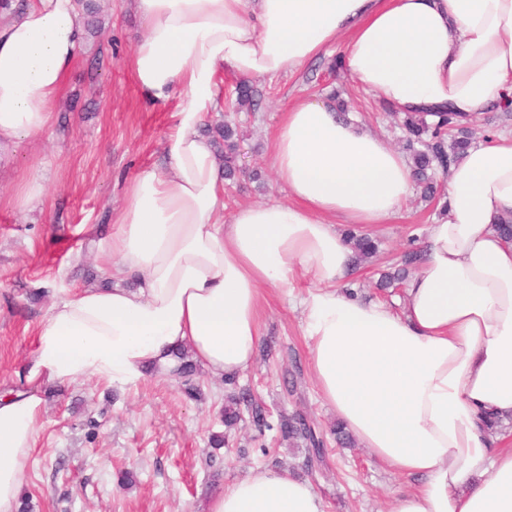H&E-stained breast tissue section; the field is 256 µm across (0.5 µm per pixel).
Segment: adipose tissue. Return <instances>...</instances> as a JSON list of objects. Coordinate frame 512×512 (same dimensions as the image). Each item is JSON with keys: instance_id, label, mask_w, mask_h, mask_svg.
<instances>
[{"instance_id": "obj_1", "label": "adipose tissue", "mask_w": 512, "mask_h": 512, "mask_svg": "<svg viewBox=\"0 0 512 512\" xmlns=\"http://www.w3.org/2000/svg\"><path fill=\"white\" fill-rule=\"evenodd\" d=\"M145 33L138 83L178 95L164 169L127 188L91 249L109 283L65 292L36 332L27 389L0 395V512H18L45 386H117L170 374L185 351L215 378L242 376L262 341L263 287L313 283L299 304L313 382L337 421L396 475L417 476L393 512H512V131L446 176V216L398 306L353 298L338 227L397 216L413 191L407 157L318 98L273 137L287 201L223 218L224 163L203 132L223 69L274 78L340 46L354 84L399 112L478 117L512 100V0H135ZM84 37L74 0H31L0 19V153L50 132ZM206 512H324L307 480L255 469Z\"/></svg>"}]
</instances>
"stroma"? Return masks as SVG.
I'll return each mask as SVG.
<instances>
[{
    "mask_svg": "<svg viewBox=\"0 0 512 512\" xmlns=\"http://www.w3.org/2000/svg\"><path fill=\"white\" fill-rule=\"evenodd\" d=\"M102 29L86 33L57 102L51 136L24 139L0 157V393L25 386L33 363L36 329L65 290L103 282L93 234L112 230V214L125 202L124 189L162 162L178 100H158L137 82L133 50L143 26L132 0H96ZM253 106L230 113L219 108L209 123L231 118L241 140L238 164L244 176L224 189L226 210L256 201L286 200L270 165L274 132L285 110L304 97L340 90L351 119L402 150L399 117L381 100L358 89L344 69L319 58L299 72L254 82ZM43 175L40 205L21 209L13 197L30 169ZM441 217L438 204L414 191L399 217L373 232L379 251L356 268L359 295L379 297L378 273L400 260L412 238ZM310 283L265 291L262 343L239 379L270 417L301 412L320 430L336 421L320 398L307 365L303 313L294 297ZM201 396H186L175 376L148 377L131 386L97 379L47 387L38 419L39 436L22 490L31 512H203L206 499L251 469L302 473L304 449L261 438L250 422L229 431L230 444L212 450L229 388L198 369ZM274 448L266 457L262 447ZM136 481L117 482L120 469ZM310 480L325 512H390L397 492L413 489L410 477L390 474L361 446L327 441L324 461Z\"/></svg>",
    "mask_w": 512,
    "mask_h": 512,
    "instance_id": "stroma-1",
    "label": "stroma"
}]
</instances>
